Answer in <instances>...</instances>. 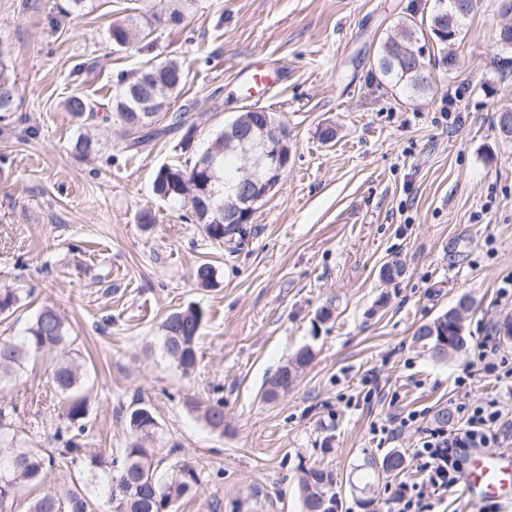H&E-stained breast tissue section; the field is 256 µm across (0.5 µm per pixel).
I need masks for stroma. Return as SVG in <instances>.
<instances>
[{
	"label": "stroma",
	"instance_id": "obj_1",
	"mask_svg": "<svg viewBox=\"0 0 512 512\" xmlns=\"http://www.w3.org/2000/svg\"><path fill=\"white\" fill-rule=\"evenodd\" d=\"M24 2L0 0V61L19 104L0 121V289L18 297L0 337L21 340L50 304L70 343L29 357L0 394L15 408L19 445L57 453L73 441L110 459L131 440L123 412L142 404L159 424L158 476L180 463L198 473L173 512H301L298 478L310 467L331 470L344 512H360L348 483L356 465L393 449L411 454L418 440L409 429L383 441L373 425L402 411L434 419L466 373L474 400L512 409L478 350L491 336L512 360L501 332L512 303L499 298L512 278V141L496 124L512 106V53L496 45L497 29L512 23L502 0H480L453 47L455 67L432 66L421 98L381 83L373 62L399 19L428 17L436 0H190L175 27L166 0H155L147 46L128 48L108 41L124 0H87L79 16L64 0H41L36 13ZM169 59L187 74L169 112L194 126L193 145L181 150L171 135L124 151L108 119L117 76ZM267 61L280 84L248 90L239 74ZM71 95L95 106V160L69 151L80 131L64 110ZM253 107L287 126L290 161L258 205L248 244L231 255L187 208L157 200L152 182ZM328 124L336 137L325 143L318 131ZM394 258L405 273L384 281ZM201 261L214 265V287L192 280ZM465 295L476 303L468 347L435 362L413 334ZM329 304L332 318L318 321ZM190 305L206 322L186 375L163 354L160 325ZM306 346L310 366L264 399L268 379ZM62 360L82 366V433L63 419L49 380ZM219 401L224 428L215 431L203 411ZM75 476L92 500L104 497L106 468L63 463L0 512H29Z\"/></svg>",
	"mask_w": 512,
	"mask_h": 512
}]
</instances>
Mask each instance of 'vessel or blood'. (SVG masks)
Here are the masks:
<instances>
[{
  "mask_svg": "<svg viewBox=\"0 0 512 512\" xmlns=\"http://www.w3.org/2000/svg\"><path fill=\"white\" fill-rule=\"evenodd\" d=\"M463 493L482 501L512 498V455H469L464 465Z\"/></svg>",
  "mask_w": 512,
  "mask_h": 512,
  "instance_id": "vessel-or-blood-1",
  "label": "vessel or blood"
}]
</instances>
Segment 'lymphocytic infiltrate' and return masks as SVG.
<instances>
[{
    "instance_id": "lymphocytic-infiltrate-1",
    "label": "lymphocytic infiltrate",
    "mask_w": 512,
    "mask_h": 512,
    "mask_svg": "<svg viewBox=\"0 0 512 512\" xmlns=\"http://www.w3.org/2000/svg\"><path fill=\"white\" fill-rule=\"evenodd\" d=\"M456 383L459 395L455 409L462 417L460 426L451 430L429 427L424 425L420 413L410 411L392 415L387 423L373 428L374 433L393 436L412 427L419 435L412 455L422 480L396 493L398 512H420L425 493L458 488L464 461L473 449L512 443V420L504 417L497 400L472 402L468 377H458Z\"/></svg>"
}]
</instances>
